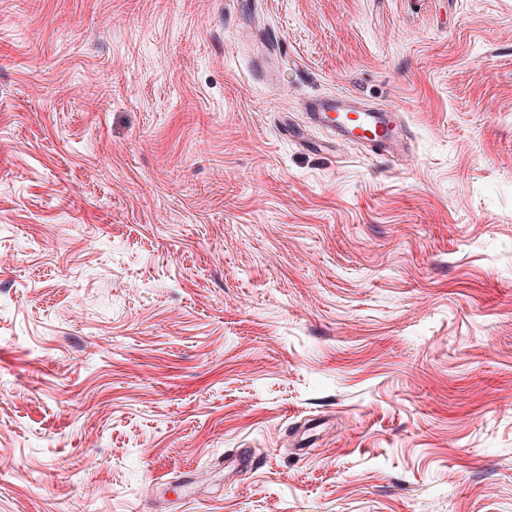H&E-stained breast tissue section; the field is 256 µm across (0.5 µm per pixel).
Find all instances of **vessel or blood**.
Returning <instances> with one entry per match:
<instances>
[{"mask_svg":"<svg viewBox=\"0 0 512 512\" xmlns=\"http://www.w3.org/2000/svg\"><path fill=\"white\" fill-rule=\"evenodd\" d=\"M311 123L329 129L335 141L359 143L372 155L389 157L405 149L407 131L396 108L359 105L348 96H320L307 103Z\"/></svg>","mask_w":512,"mask_h":512,"instance_id":"1","label":"vessel or blood"}]
</instances>
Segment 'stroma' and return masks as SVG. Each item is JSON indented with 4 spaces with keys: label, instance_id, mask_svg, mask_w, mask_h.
Returning <instances> with one entry per match:
<instances>
[{
    "label": "stroma",
    "instance_id": "stroma-1",
    "mask_svg": "<svg viewBox=\"0 0 512 512\" xmlns=\"http://www.w3.org/2000/svg\"><path fill=\"white\" fill-rule=\"evenodd\" d=\"M403 115L303 149L305 99ZM0 512H512V0H0ZM311 123L333 133V142L359 143L376 157L401 154L407 131L396 108L359 105L349 96H320L307 103Z\"/></svg>",
    "mask_w": 512,
    "mask_h": 512
}]
</instances>
